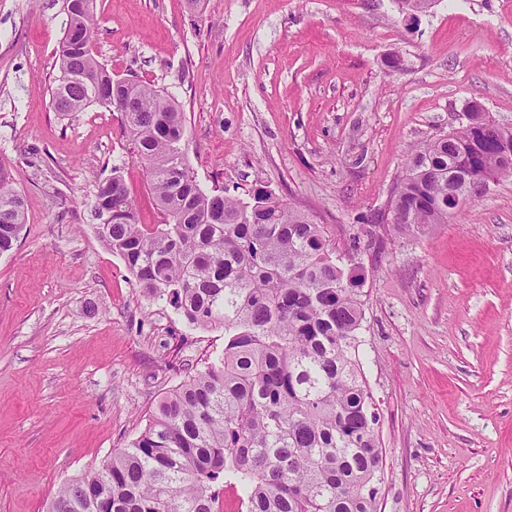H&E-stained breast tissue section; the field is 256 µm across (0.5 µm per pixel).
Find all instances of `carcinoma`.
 <instances>
[{"label":"carcinoma","instance_id":"1","mask_svg":"<svg viewBox=\"0 0 512 512\" xmlns=\"http://www.w3.org/2000/svg\"><path fill=\"white\" fill-rule=\"evenodd\" d=\"M63 10L51 104L119 113L163 216L140 222L114 166L95 182L89 221L147 297L194 326L224 328V350L159 400L130 447L61 485L51 512H220L228 489L238 512H377L384 451L356 356L358 266L269 190L247 200L202 190L176 101L99 61L94 0H63ZM507 148L512 126L491 121L414 149L393 194L394 229L448 223L449 191L464 200L498 177ZM24 227L23 197L0 168V256Z\"/></svg>","mask_w":512,"mask_h":512}]
</instances>
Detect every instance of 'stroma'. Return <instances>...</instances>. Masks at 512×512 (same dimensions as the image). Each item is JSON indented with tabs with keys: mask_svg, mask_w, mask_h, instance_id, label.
I'll return each instance as SVG.
<instances>
[{
	"mask_svg": "<svg viewBox=\"0 0 512 512\" xmlns=\"http://www.w3.org/2000/svg\"><path fill=\"white\" fill-rule=\"evenodd\" d=\"M95 52L185 119L205 191L265 187L364 277L360 357L380 413L378 512H512V173L446 224L396 232L413 150L471 103L512 125V0H97ZM62 0H0V167L26 227L0 256V512H48L60 485L129 447L166 391L222 354L137 288L87 224L120 169L161 215L118 113L51 105Z\"/></svg>",
	"mask_w": 512,
	"mask_h": 512,
	"instance_id": "1",
	"label": "stroma"
}]
</instances>
